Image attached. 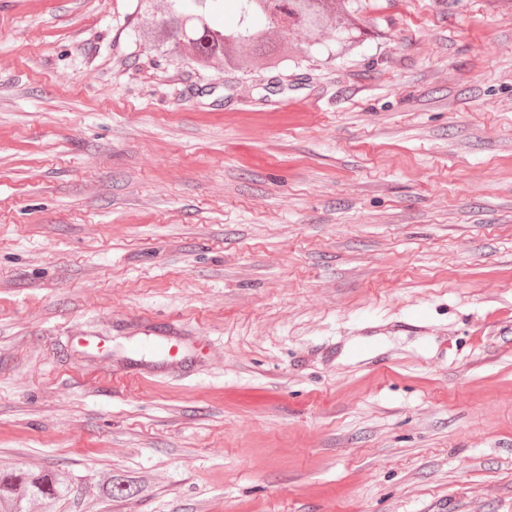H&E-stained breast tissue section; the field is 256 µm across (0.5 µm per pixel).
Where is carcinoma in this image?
<instances>
[{"instance_id": "1", "label": "carcinoma", "mask_w": 512, "mask_h": 512, "mask_svg": "<svg viewBox=\"0 0 512 512\" xmlns=\"http://www.w3.org/2000/svg\"><path fill=\"white\" fill-rule=\"evenodd\" d=\"M143 23L138 37L166 54L186 52L203 70L238 71L262 61L277 68L301 39L317 49V35L334 36L336 54L354 50L358 43L355 4L360 0H236L238 26L219 30L211 16L223 0H167L157 16L152 0H140ZM66 492L65 479L52 474L0 472V512H25L28 501ZM107 495H132L137 483L117 476L103 484Z\"/></svg>"}]
</instances>
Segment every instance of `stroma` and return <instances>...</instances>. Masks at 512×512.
Segmentation results:
<instances>
[{
    "label": "stroma",
    "instance_id": "35a3bbf8",
    "mask_svg": "<svg viewBox=\"0 0 512 512\" xmlns=\"http://www.w3.org/2000/svg\"><path fill=\"white\" fill-rule=\"evenodd\" d=\"M362 2L224 72L0 0V469L69 483L28 512H512V0Z\"/></svg>",
    "mask_w": 512,
    "mask_h": 512
}]
</instances>
